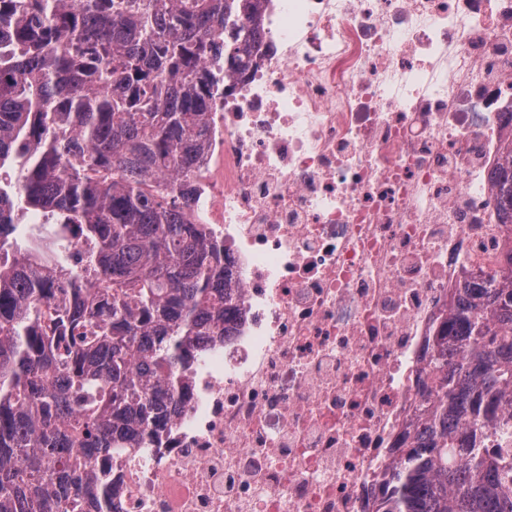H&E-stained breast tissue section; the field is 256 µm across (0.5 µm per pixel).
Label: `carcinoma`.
Returning <instances> with one entry per match:
<instances>
[{"label":"carcinoma","instance_id":"1","mask_svg":"<svg viewBox=\"0 0 512 512\" xmlns=\"http://www.w3.org/2000/svg\"><path fill=\"white\" fill-rule=\"evenodd\" d=\"M256 0H0V512H106L97 456L139 448L224 324V241L184 188L243 70ZM512 222V155L497 176ZM32 212L29 226L19 214ZM81 237L87 249L73 240ZM432 404L384 512H512V289L467 280L435 337Z\"/></svg>","mask_w":512,"mask_h":512}]
</instances>
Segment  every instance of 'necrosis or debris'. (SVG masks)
Wrapping results in <instances>:
<instances>
[{"instance_id":"obj_1","label":"necrosis or debris","mask_w":512,"mask_h":512,"mask_svg":"<svg viewBox=\"0 0 512 512\" xmlns=\"http://www.w3.org/2000/svg\"><path fill=\"white\" fill-rule=\"evenodd\" d=\"M190 179L224 241V333L111 512H377L465 273L512 255V0H262ZM497 206L504 224H512V150L506 155L497 176ZM510 221V222H507Z\"/></svg>"}]
</instances>
